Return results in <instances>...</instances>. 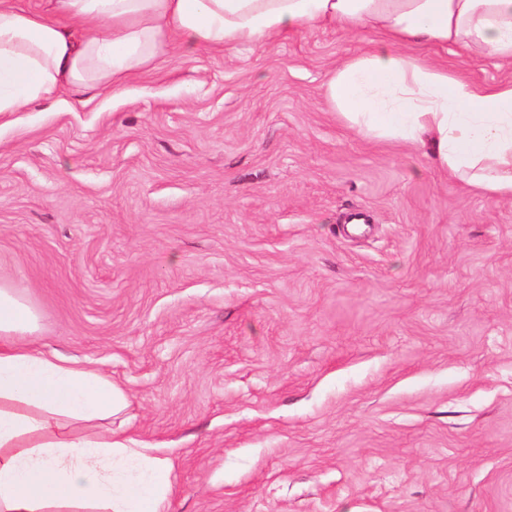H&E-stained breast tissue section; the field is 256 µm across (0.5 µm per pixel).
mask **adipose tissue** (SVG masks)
<instances>
[{
	"label": "adipose tissue",
	"mask_w": 512,
	"mask_h": 512,
	"mask_svg": "<svg viewBox=\"0 0 512 512\" xmlns=\"http://www.w3.org/2000/svg\"><path fill=\"white\" fill-rule=\"evenodd\" d=\"M337 26L382 36L325 83L350 129L429 147L439 169L512 199V82L477 84L404 53L425 43L512 64V0H0V114L118 94L169 50L234 51ZM0 284V512H166L169 458L114 430L130 405L98 369L43 349Z\"/></svg>",
	"instance_id": "obj_1"
}]
</instances>
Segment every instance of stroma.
Instances as JSON below:
<instances>
[{
	"label": "stroma",
	"mask_w": 512,
	"mask_h": 512,
	"mask_svg": "<svg viewBox=\"0 0 512 512\" xmlns=\"http://www.w3.org/2000/svg\"><path fill=\"white\" fill-rule=\"evenodd\" d=\"M377 39L174 52L0 115V284L130 395L113 425L166 447L169 512H512V200L331 108Z\"/></svg>",
	"instance_id": "obj_1"
}]
</instances>
